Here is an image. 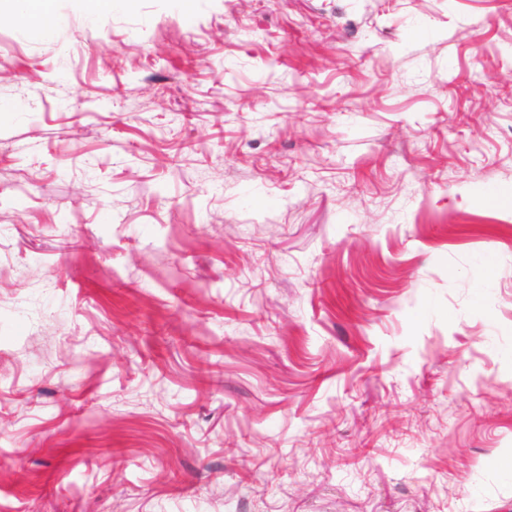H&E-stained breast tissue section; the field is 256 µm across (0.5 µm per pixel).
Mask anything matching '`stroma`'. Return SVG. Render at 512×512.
<instances>
[{
  "label": "stroma",
  "instance_id": "35a3bbf8",
  "mask_svg": "<svg viewBox=\"0 0 512 512\" xmlns=\"http://www.w3.org/2000/svg\"><path fill=\"white\" fill-rule=\"evenodd\" d=\"M51 7L0 9V512H512V0ZM8 1L13 4L14 14L38 36L48 37L63 24V18L51 9L50 0Z\"/></svg>",
  "mask_w": 512,
  "mask_h": 512
}]
</instances>
